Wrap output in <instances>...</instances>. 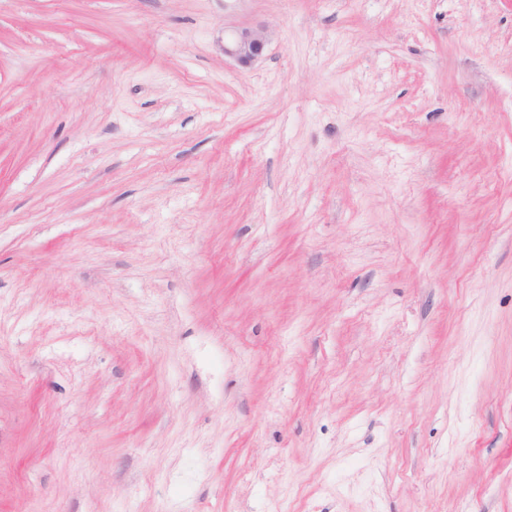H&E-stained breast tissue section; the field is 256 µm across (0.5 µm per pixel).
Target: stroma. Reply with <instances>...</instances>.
<instances>
[{
	"instance_id": "35a3bbf8",
	"label": "stroma",
	"mask_w": 512,
	"mask_h": 512,
	"mask_svg": "<svg viewBox=\"0 0 512 512\" xmlns=\"http://www.w3.org/2000/svg\"><path fill=\"white\" fill-rule=\"evenodd\" d=\"M0 512H512V0H0ZM268 41V31L263 26L224 32V55L241 65H250L263 56Z\"/></svg>"
}]
</instances>
